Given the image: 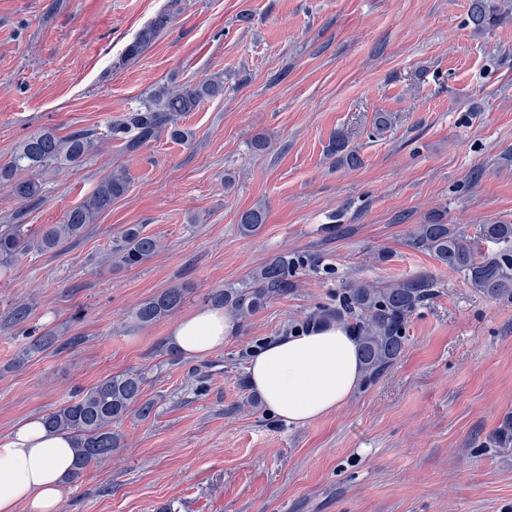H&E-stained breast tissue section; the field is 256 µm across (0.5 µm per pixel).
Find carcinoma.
I'll use <instances>...</instances> for the list:
<instances>
[{"instance_id": "carcinoma-1", "label": "carcinoma", "mask_w": 512, "mask_h": 512, "mask_svg": "<svg viewBox=\"0 0 512 512\" xmlns=\"http://www.w3.org/2000/svg\"><path fill=\"white\" fill-rule=\"evenodd\" d=\"M512 18V0H471L468 23L477 32L498 26ZM172 13L159 12L136 34L127 46L124 61L138 58L169 27ZM224 97V74L214 73L196 82L161 87L148 94L139 107L109 123L103 137L118 141L129 152L168 132L171 138L186 141L191 132L180 125L188 113L210 100ZM94 130L78 129L59 135L53 128L38 130L19 142L11 158L0 163V185L27 205L41 201L43 176L79 165L96 147ZM332 152L339 161L355 167L361 164L356 150L348 147L343 134H336ZM122 169L109 172L92 193L72 208L61 224H49L38 236L27 233L22 224H13L0 233V276L7 275L9 261L19 254L35 250L45 252L73 240L95 224L110 208L112 200L127 189ZM266 211L257 206L244 211L239 219L241 235H255L265 223ZM480 238L496 250H479L464 232L446 224L438 215L415 224L409 245L432 256L441 265L464 275L469 286L488 298L512 296V224H482ZM158 240L143 233L137 224L121 233L115 253L127 266L138 265L158 249ZM295 261L278 254L258 267L248 279L214 292L213 305L222 307L237 319L256 312L266 300L292 288L290 269ZM432 284L425 278H397L379 287L369 281L352 282L334 308L320 309L306 318L308 324L336 322L350 329L356 339L363 373L376 379L400 356L404 349L406 318L431 295ZM187 299L184 288H170L139 303L133 313L134 323L145 327L156 324L179 309ZM145 379L137 371L108 375L91 387L82 389L53 412L44 422L55 431L70 435L76 458V470L101 462L121 447L122 435L112 425L134 414L147 418L154 402L144 398ZM497 448L512 447V415L503 418L494 434Z\"/></svg>"}]
</instances>
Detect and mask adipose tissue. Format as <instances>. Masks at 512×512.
<instances>
[{"label":"adipose tissue","instance_id":"obj_1","mask_svg":"<svg viewBox=\"0 0 512 512\" xmlns=\"http://www.w3.org/2000/svg\"><path fill=\"white\" fill-rule=\"evenodd\" d=\"M231 325L222 311L203 309L176 323L169 341L185 356L222 347ZM249 382L269 412L305 425L331 414L362 377L354 337L335 325L268 342L251 360ZM71 438L28 418L0 439V512H58L62 486L74 470Z\"/></svg>","mask_w":512,"mask_h":512}]
</instances>
